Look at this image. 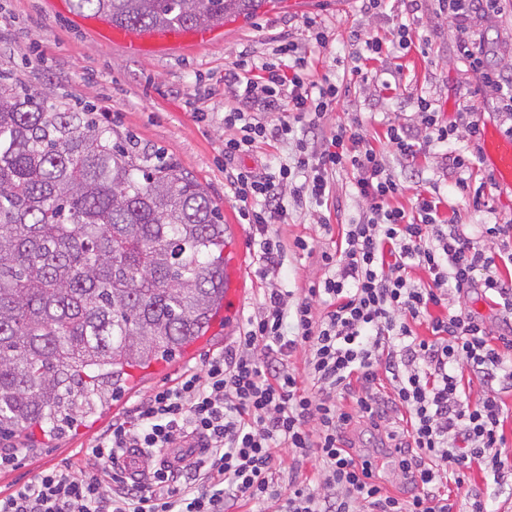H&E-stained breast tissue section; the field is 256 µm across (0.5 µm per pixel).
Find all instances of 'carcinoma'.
<instances>
[{
    "label": "carcinoma",
    "instance_id": "carcinoma-1",
    "mask_svg": "<svg viewBox=\"0 0 512 512\" xmlns=\"http://www.w3.org/2000/svg\"><path fill=\"white\" fill-rule=\"evenodd\" d=\"M72 3L150 31L252 17L268 0ZM224 234L178 163L0 82V438L86 424L131 371L206 335Z\"/></svg>",
    "mask_w": 512,
    "mask_h": 512
}]
</instances>
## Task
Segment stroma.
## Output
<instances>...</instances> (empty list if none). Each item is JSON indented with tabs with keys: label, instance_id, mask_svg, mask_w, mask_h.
I'll return each mask as SVG.
<instances>
[{
	"label": "stroma",
	"instance_id": "stroma-1",
	"mask_svg": "<svg viewBox=\"0 0 512 512\" xmlns=\"http://www.w3.org/2000/svg\"><path fill=\"white\" fill-rule=\"evenodd\" d=\"M101 22V17L91 12L74 11L71 0H0V75L10 77L46 104L94 113L100 124L174 159L193 175L218 205L225 225L235 228L245 245L244 315L258 313L265 289L283 288L298 298L305 289L323 281L329 274L323 253L334 252L342 226L366 207L349 169L337 171L333 177L329 226L320 222L321 208L312 204L299 208L292 199H285L286 221L268 228L269 235L281 242L283 265L277 275L264 280L256 277L262 261L253 240L255 230L242 223L225 178L224 139L229 131L224 127V73L233 68L241 53L257 58L267 55L273 38L287 36L307 42L308 25L334 32L335 39L327 49L314 52V68L317 75L328 76L343 89L336 109L323 120V130L330 133L353 117L362 118L363 135L383 154L387 168L404 187L395 205L409 206L416 193L436 185L442 197L441 214L458 209L469 224L512 218V194L508 192L489 187L482 206L469 204L446 172L445 146L431 147L411 159L401 156L385 137L387 124L419 123L415 100L420 96L436 103L444 122L453 120L463 105L488 112L497 102L495 92L482 87L459 57L455 27L439 15L435 0H388L385 8L373 14L361 11L358 0H349L343 9L337 7L336 0H315L310 11L291 6L290 0H275L254 17L220 24L218 34L207 45L137 54L105 40L98 30ZM401 23L414 40L403 55L391 44L393 30ZM471 25L486 37L488 65L512 69V4L498 14L477 15ZM374 38L386 42L387 47L381 55L362 60L361 67L377 74L375 84L362 82L341 66L342 59L358 51L361 42ZM299 237L308 241V250L295 247ZM230 342L223 332L208 333L204 345L175 358L167 372L147 375L134 389L116 396L111 415L124 414L135 400L170 383L185 366L200 362L207 351ZM106 424L102 418L79 426L59 441L38 439L34 447L24 449L18 468L0 472V490L10 491L15 483L27 481L40 469L88 445ZM346 435L359 453L377 464L388 493L403 498L412 494V486L404 484L393 457L367 423L354 419ZM447 489L458 502L464 501L469 490H480L492 512H512V477L496 485L470 470L464 484L451 483Z\"/></svg>",
	"mask_w": 512,
	"mask_h": 512
}]
</instances>
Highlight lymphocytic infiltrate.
Masks as SVG:
<instances>
[{"label":"lymphocytic infiltrate","mask_w":512,"mask_h":512,"mask_svg":"<svg viewBox=\"0 0 512 512\" xmlns=\"http://www.w3.org/2000/svg\"><path fill=\"white\" fill-rule=\"evenodd\" d=\"M501 2L437 0L456 26L459 54L496 92L499 122L512 135V75L487 65L467 27L473 15L499 12ZM331 38V31L316 28L307 46L274 40L270 57L254 70L233 68L224 76L235 100L224 114L231 131L224 160L232 165L228 181L241 219L263 236L260 278L282 265L281 245L267 232L286 220L285 197L298 206L323 205L336 171H354L368 209L345 225L335 253L324 255L331 275L293 304L288 292L268 289L260 312L247 318L232 344L113 418L94 446L0 493V512H236L242 501H272L277 512H489L482 493L459 504L441 484L462 483L473 468L497 482L512 474L503 401L495 393L470 400L463 385L467 369L489 385L512 379V223L468 229L459 210L441 217L434 191L418 193L410 208L389 206L403 186L362 135L360 118L315 145L296 137L297 127H319L341 99L340 86L312 72L311 46L326 47ZM416 107L425 116L421 127L389 125L388 142L411 158L449 145V177L480 201L493 176L472 187L465 177L472 160L450 146L461 129L479 139L480 113L468 105L443 124L426 98H417ZM290 138L296 151L277 171L260 175L233 165L258 144ZM415 269L425 279H413ZM452 291L489 298L502 332L490 336L482 316L453 308ZM416 322L426 324L429 337L414 333ZM298 351L305 354L302 373L287 364ZM382 372L393 383L389 401L373 391ZM347 398L354 411L343 409ZM401 409L408 442L398 468L416 488L407 498L384 491L371 461L345 435L353 419L378 430ZM130 448L143 455L145 480L126 479L119 468ZM172 448L199 454L174 465L163 460ZM279 448L322 460L318 488L293 476L287 486L277 485Z\"/></svg>","instance_id":"lymphocytic-infiltrate-1"}]
</instances>
